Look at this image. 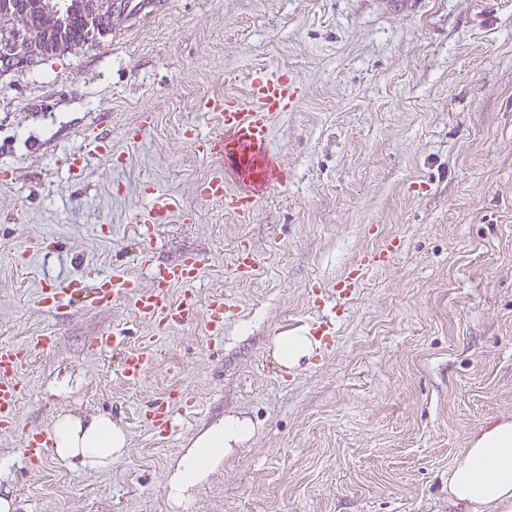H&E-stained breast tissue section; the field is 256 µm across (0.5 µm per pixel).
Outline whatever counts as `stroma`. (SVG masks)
Returning <instances> with one entry per match:
<instances>
[{"label": "stroma", "mask_w": 512, "mask_h": 512, "mask_svg": "<svg viewBox=\"0 0 512 512\" xmlns=\"http://www.w3.org/2000/svg\"><path fill=\"white\" fill-rule=\"evenodd\" d=\"M406 2L165 0L102 43L0 75V347H32L0 430L14 512H171L174 462L231 414L254 434L189 512H463L450 468L512 420V0ZM263 71L299 93L270 122L288 179L245 221L198 196L219 163L191 136L216 125L201 100L248 101ZM95 127L114 158L79 181L70 156ZM154 192L174 208L148 233ZM387 237L400 251L366 273L333 344L283 369L274 337L314 322L313 288ZM244 244L260 261L250 280L235 275ZM145 248L203 258L195 317L152 345L129 299L63 319L40 306L42 289L92 269L150 286ZM113 331L147 351L138 382L89 349ZM177 396L191 409L155 434L152 406ZM61 415L115 420L126 454L106 471L26 463L25 434Z\"/></svg>", "instance_id": "1"}]
</instances>
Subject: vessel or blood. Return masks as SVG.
Here are the masks:
<instances>
[{"label":"vessel or blood","instance_id":"vessel-or-blood-1","mask_svg":"<svg viewBox=\"0 0 512 512\" xmlns=\"http://www.w3.org/2000/svg\"><path fill=\"white\" fill-rule=\"evenodd\" d=\"M298 86L293 78L283 73L257 75L253 81L249 104L225 97L208 99L201 106L216 120L213 132L195 139L196 151L222 162L223 168L198 187L202 198L222 201L225 207L246 217L253 213L259 192L268 182L281 178L267 150L270 137V119L274 113L284 111L296 97ZM107 140L101 134H86L84 145L72 159L75 176H82L93 161L109 156ZM400 247L399 239L386 240L379 250L363 254L347 275L336 286L339 296L350 297L371 268L384 264L387 256ZM144 264L155 267L152 284L142 287L138 282L120 277L93 275L91 282H69L65 287L42 292L43 308L57 315L69 314L78 308L93 305L108 307L116 298L132 300L139 316L154 324L157 332L165 333L192 320L196 301L192 292L185 291L175 302L167 298V290L175 284L193 283L199 277L203 261L193 251L184 252L171 263L154 264L150 252L139 255ZM259 260L248 248H240L235 257V271L239 279L253 277ZM91 351L107 349L121 353V373L130 381L137 380L148 364L146 352L128 350L115 336H101L90 345ZM30 348L26 345L0 348V428H12L16 420L19 392L17 377L26 364ZM50 446L49 433L40 429L24 438L23 457L38 463L46 456Z\"/></svg>","mask_w":512,"mask_h":512}]
</instances>
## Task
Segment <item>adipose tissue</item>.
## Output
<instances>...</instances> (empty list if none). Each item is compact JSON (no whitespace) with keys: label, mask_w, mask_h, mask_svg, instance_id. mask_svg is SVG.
Returning a JSON list of instances; mask_svg holds the SVG:
<instances>
[{"label":"adipose tissue","mask_w":512,"mask_h":512,"mask_svg":"<svg viewBox=\"0 0 512 512\" xmlns=\"http://www.w3.org/2000/svg\"><path fill=\"white\" fill-rule=\"evenodd\" d=\"M253 434L250 420L228 416L199 434L179 459L168 480L167 495L185 512L192 491L204 483L233 448ZM51 452L69 468L100 471L128 448L122 426L106 417L81 421L68 415L50 429ZM448 494L472 512H512V420L485 426L448 472Z\"/></svg>","instance_id":"1"}]
</instances>
